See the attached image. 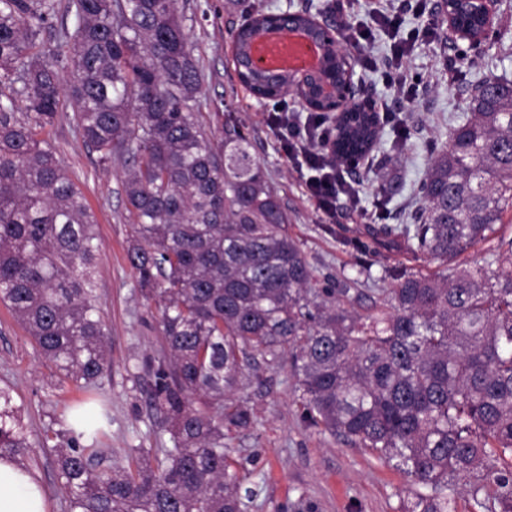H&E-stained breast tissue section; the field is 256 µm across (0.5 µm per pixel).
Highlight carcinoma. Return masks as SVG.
Masks as SVG:
<instances>
[{
  "mask_svg": "<svg viewBox=\"0 0 512 512\" xmlns=\"http://www.w3.org/2000/svg\"><path fill=\"white\" fill-rule=\"evenodd\" d=\"M74 32L54 58L40 36L51 0H0V304L64 379L85 387L111 368L95 288L96 216L41 137L66 104L99 162L123 160L134 218L127 259L158 306L166 355L151 366L150 405L172 447L134 449L96 470L101 428L84 401L54 445L68 512H243L224 430L250 428L230 401L260 357L288 360L308 426L339 435L409 479L403 512H512V239L483 264L440 276L394 269L360 312L356 279L316 278L288 235V210L236 126L217 140L199 111L201 74L178 0H69ZM235 43L239 82L260 102L293 90L289 75L246 63L270 15L251 11ZM336 47L317 80L336 79ZM26 111V120L14 111ZM341 160L369 153L381 122L362 108L334 116ZM428 162L412 224L371 227L378 247L403 240L446 264L485 241L512 212V81L490 76ZM27 424L0 387V456L23 462Z\"/></svg>",
  "mask_w": 512,
  "mask_h": 512,
  "instance_id": "1",
  "label": "carcinoma"
}]
</instances>
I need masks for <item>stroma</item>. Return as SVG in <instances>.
Returning <instances> with one entry per match:
<instances>
[{"instance_id":"1","label":"stroma","mask_w":512,"mask_h":512,"mask_svg":"<svg viewBox=\"0 0 512 512\" xmlns=\"http://www.w3.org/2000/svg\"><path fill=\"white\" fill-rule=\"evenodd\" d=\"M440 0L425 10L403 14V29L418 42L405 60L412 77L405 96L394 98L398 122L384 125L373 164L386 167L398 184L395 193L379 196L374 184L358 183V204L337 197L331 212L322 211L307 187L308 172L297 169L282 150L267 107L240 84L232 62V41L244 20L243 0H180L185 32L194 46L201 78L200 110L215 138L237 124L253 139L255 153L288 208L289 233L319 281L355 277L357 265L371 269L360 289L389 287L390 268L439 273L436 262L414 259L403 250L362 254L353 246L367 225L386 221L410 223L417 207L413 190L425 171L423 140L446 138L455 117L467 111L477 82L494 75L512 79V8L499 7L493 32L480 47L459 57L465 43L442 26ZM47 139L94 211L100 247L96 288L108 333L112 368L95 390L110 402L102 445L103 469L126 463L137 448H163L169 436L149 404L151 363L163 355L155 306L147 304L127 258L132 216L126 209L121 181L124 163L101 165L78 134L71 109L60 112ZM13 390L25 413L31 443L28 463L51 495L50 512H65L55 454L42 445L45 431H59V418L84 392L64 380L37 353L33 342L8 310L0 305V386ZM295 379L289 363L258 361L235 391L236 402L251 406L256 424L225 432L224 444L240 484L247 493L244 512H400L409 499L408 480L393 465L365 449L307 426L294 401Z\"/></svg>"}]
</instances>
